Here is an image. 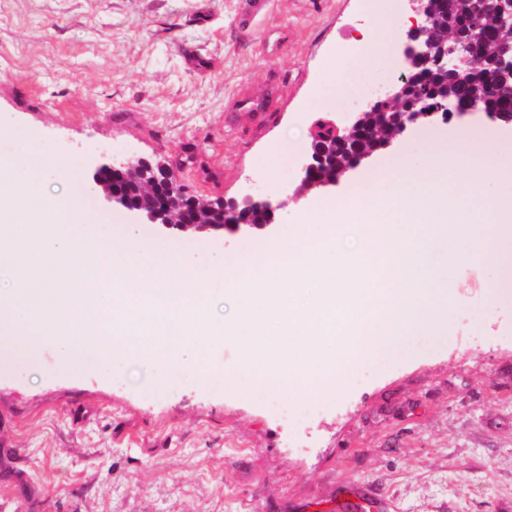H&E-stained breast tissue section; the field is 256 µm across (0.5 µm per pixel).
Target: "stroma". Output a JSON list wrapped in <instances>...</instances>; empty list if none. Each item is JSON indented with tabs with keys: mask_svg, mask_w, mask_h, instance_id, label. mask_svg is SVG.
<instances>
[{
	"mask_svg": "<svg viewBox=\"0 0 512 512\" xmlns=\"http://www.w3.org/2000/svg\"><path fill=\"white\" fill-rule=\"evenodd\" d=\"M386 17L402 22L390 36L397 62L408 0H276L257 23L246 0H0V113L13 122L0 154L27 138L77 159L74 182L45 175L51 196L91 185L103 160L164 156L197 196L286 206L274 224L236 233L145 224V243L175 246L190 267L215 250L264 249L390 158L427 160L417 124L331 191L299 186L315 121L348 124L323 105V83ZM244 96L258 108L239 116ZM283 146L287 158L271 165ZM84 208L103 239L135 221L98 194ZM446 273L447 336L357 372L328 397L304 448L289 446L257 396L193 372L158 392L133 360L63 373L49 346L33 364L0 360V448L33 489L0 480V512H293L347 480L393 512H512V307L485 289L492 263Z\"/></svg>",
	"mask_w": 512,
	"mask_h": 512,
	"instance_id": "35a3bbf8",
	"label": "stroma"
}]
</instances>
